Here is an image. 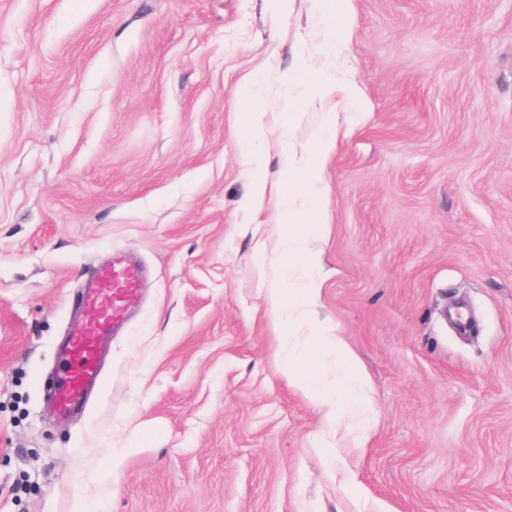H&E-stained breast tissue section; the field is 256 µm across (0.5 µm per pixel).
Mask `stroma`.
<instances>
[{
    "label": "stroma",
    "instance_id": "1",
    "mask_svg": "<svg viewBox=\"0 0 512 512\" xmlns=\"http://www.w3.org/2000/svg\"><path fill=\"white\" fill-rule=\"evenodd\" d=\"M337 4L0 0V512H512V0ZM318 27L344 32L322 102ZM331 121L315 314L367 375L362 435L282 377L288 216L246 203ZM118 254L141 298L58 423V343ZM266 114V112L258 109L248 112L246 133L239 144L240 150L244 155L255 154L260 144L267 141L269 130L266 123Z\"/></svg>",
    "mask_w": 512,
    "mask_h": 512
}]
</instances>
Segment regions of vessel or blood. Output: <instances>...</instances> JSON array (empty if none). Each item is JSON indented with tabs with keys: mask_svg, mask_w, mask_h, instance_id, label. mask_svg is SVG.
I'll return each mask as SVG.
<instances>
[{
	"mask_svg": "<svg viewBox=\"0 0 512 512\" xmlns=\"http://www.w3.org/2000/svg\"><path fill=\"white\" fill-rule=\"evenodd\" d=\"M136 291V272L118 263L99 268L82 291L80 302L92 317L65 343L63 365L47 395L48 402L60 413L82 405L88 387L97 382L100 341L112 332Z\"/></svg>",
	"mask_w": 512,
	"mask_h": 512,
	"instance_id": "b4317fda",
	"label": "vessel or blood"
}]
</instances>
